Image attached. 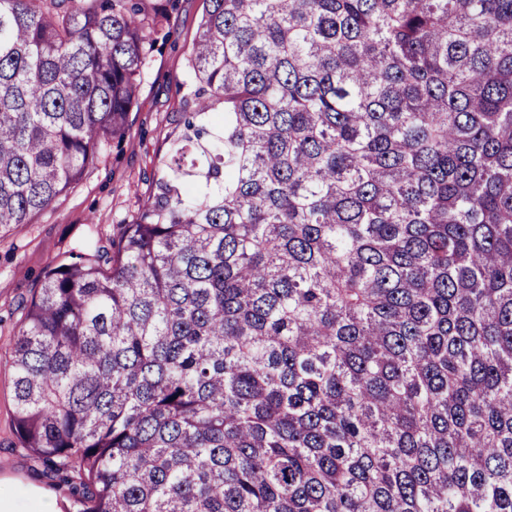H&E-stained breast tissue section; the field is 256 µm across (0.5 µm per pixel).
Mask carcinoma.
<instances>
[{
  "label": "carcinoma",
  "instance_id": "cac0c4a2",
  "mask_svg": "<svg viewBox=\"0 0 512 512\" xmlns=\"http://www.w3.org/2000/svg\"><path fill=\"white\" fill-rule=\"evenodd\" d=\"M127 0H0V233L121 139ZM156 192L50 268L16 430L75 512H512V0H203Z\"/></svg>",
  "mask_w": 512,
  "mask_h": 512
}]
</instances>
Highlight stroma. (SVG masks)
I'll return each instance as SVG.
<instances>
[{
    "label": "stroma",
    "mask_w": 512,
    "mask_h": 512,
    "mask_svg": "<svg viewBox=\"0 0 512 512\" xmlns=\"http://www.w3.org/2000/svg\"><path fill=\"white\" fill-rule=\"evenodd\" d=\"M140 7L150 18L167 15L175 34L149 52L123 139L102 142L96 165L33 223L0 234V495L12 496L22 484L54 497L58 512L71 506L69 486L22 448L16 432L13 347L45 269L77 252L100 255L102 266L110 267L120 225L135 222L155 190L180 109L177 89L194 81L186 59L203 0H141Z\"/></svg>",
    "instance_id": "35a3bbf8"
}]
</instances>
